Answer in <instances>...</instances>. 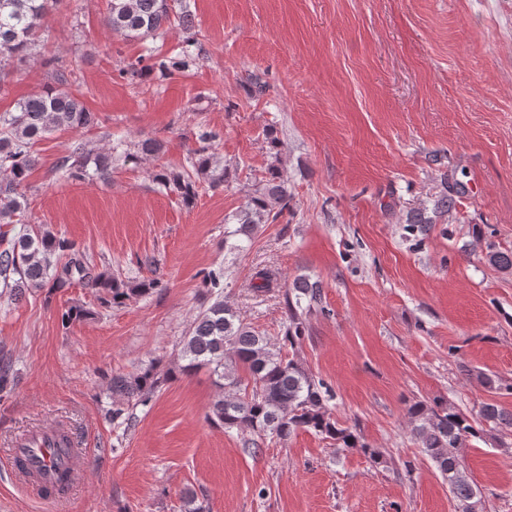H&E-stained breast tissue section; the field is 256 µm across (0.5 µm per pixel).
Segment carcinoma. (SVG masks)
<instances>
[{"mask_svg":"<svg viewBox=\"0 0 512 512\" xmlns=\"http://www.w3.org/2000/svg\"><path fill=\"white\" fill-rule=\"evenodd\" d=\"M61 0H0V79L11 66L40 53L44 26L49 16L58 12ZM106 28L122 40H145L168 26L189 31L194 16L186 5L175 7L171 0H109ZM201 55L200 46L186 41L174 57L161 58L150 47L121 69V74L138 84L153 73L168 76L190 71ZM53 85L44 87L18 101L14 109L0 113V224H20L10 244L0 247V296L18 297L47 286L65 288L76 282L100 290V303L119 307L150 294L157 282L142 279L133 283L120 280L108 270H98L76 248L75 242L49 232H34L21 220L28 207L23 192L37 160L32 148L37 141L58 129L79 130L100 125L99 117L67 87V70L56 67ZM219 134L199 123V147L190 151L186 164L179 169L160 166L152 181L176 196L188 208L199 195L201 182L216 188L229 179L227 168L219 165L212 152ZM164 144L158 139L138 143L136 151L117 143L108 150H87L77 145L63 157L57 170L68 179L96 176L106 180L113 162L121 158L136 164L146 156L157 158ZM463 187L448 177L441 180V190L434 196L432 208L417 207L406 219V230L413 235L424 232L425 225L435 223L455 208ZM291 194L288 179L278 165L267 168L255 188L245 194L233 215L238 227L224 232V247L242 251L256 234L259 225L274 224L289 210ZM65 262H60L61 258ZM486 263L502 271H512V251L489 247ZM273 274L267 269L256 271L251 287L268 292ZM203 284L212 294L210 304L193 319L184 337L178 363L160 373L151 363L134 374H115L110 379V407L105 417L117 426L130 427L133 409L147 404L165 380L191 374L200 366L210 368L220 393L212 401L206 416L208 423L226 429H244L258 438L286 441L299 430L312 432L334 442L340 448H358L376 463L385 462L383 452L365 442L356 428L342 426L329 409L335 394L321 379L308 373L298 360L283 348L295 349L305 336L304 313L324 309L319 282L298 278L292 290L284 294L286 322L282 345L278 346L246 323L224 298V269L209 270ZM86 310L71 306L60 315L61 326L69 328L85 319ZM17 376L12 363H0V394L10 393ZM407 415L411 434L421 452L435 465L448 482L459 512H478L480 499L464 467V451L474 439L483 437L484 426L512 428V411L485 403L477 416H469L441 401L410 405ZM56 453L51 470L54 478L40 485L42 493L52 496L71 481L70 466L74 440L68 429H57ZM17 469L26 474L40 473L43 462L36 451L28 450L15 458Z\"/></svg>","mask_w":512,"mask_h":512,"instance_id":"1","label":"carcinoma"}]
</instances>
